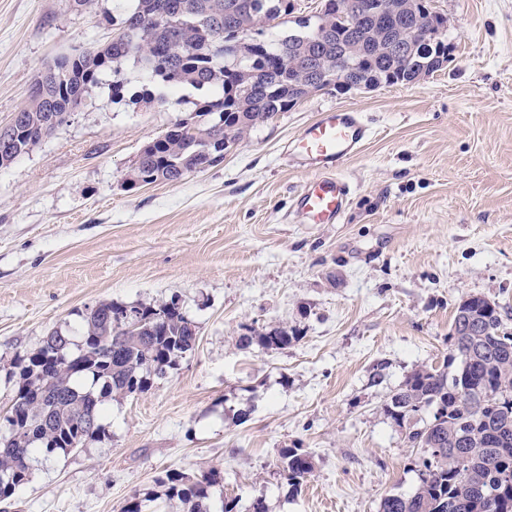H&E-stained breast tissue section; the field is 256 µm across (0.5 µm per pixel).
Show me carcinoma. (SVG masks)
Segmentation results:
<instances>
[{
	"instance_id": "carcinoma-1",
	"label": "carcinoma",
	"mask_w": 512,
	"mask_h": 512,
	"mask_svg": "<svg viewBox=\"0 0 512 512\" xmlns=\"http://www.w3.org/2000/svg\"><path fill=\"white\" fill-rule=\"evenodd\" d=\"M283 0H132L122 31L108 43L62 55L46 65L37 88L18 110L8 166L39 146L84 104L89 89L107 72L112 93L124 88L122 63L131 61L147 79L168 89L190 85L212 96L197 104L164 135L144 147L128 183L176 182L191 172L220 165L224 153L252 129L267 124L303 98L298 59L323 55L336 68L339 13L346 0H325L311 24L281 38L268 36L266 21L288 16ZM404 25L370 23L360 67L378 87L411 83L421 71L441 69L448 44L437 32L412 57L396 63L374 50ZM133 311L134 323L105 322L101 311ZM82 341L55 330L39 350L15 363L18 388L3 417L0 436V503L8 502L32 476L30 460L41 453L80 449L103 432V407L115 396L144 393L196 345L198 326L172 299L149 305L102 302L82 314ZM237 339L247 349H286L300 337L284 327ZM384 414L405 429L416 450L418 485L411 493L384 496L379 512H512V332L503 328L499 306L469 295L455 312L442 368L422 367L393 391ZM313 470L309 453L283 448L279 472L298 487ZM168 494L210 512L211 490L224 473L171 474Z\"/></svg>"
}]
</instances>
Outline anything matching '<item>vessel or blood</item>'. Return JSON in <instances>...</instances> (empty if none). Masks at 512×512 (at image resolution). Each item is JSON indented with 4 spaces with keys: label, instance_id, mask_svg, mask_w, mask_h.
<instances>
[{
    "label": "vessel or blood",
    "instance_id": "vessel-or-blood-1",
    "mask_svg": "<svg viewBox=\"0 0 512 512\" xmlns=\"http://www.w3.org/2000/svg\"><path fill=\"white\" fill-rule=\"evenodd\" d=\"M369 137V128L356 112H324L291 143L293 157L312 171L297 199L299 214L310 224H335L345 212L350 188L337 170Z\"/></svg>",
    "mask_w": 512,
    "mask_h": 512
}]
</instances>
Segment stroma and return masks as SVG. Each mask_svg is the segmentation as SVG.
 Here are the masks:
<instances>
[{
  "instance_id": "obj_1",
  "label": "stroma",
  "mask_w": 512,
  "mask_h": 512,
  "mask_svg": "<svg viewBox=\"0 0 512 512\" xmlns=\"http://www.w3.org/2000/svg\"><path fill=\"white\" fill-rule=\"evenodd\" d=\"M452 57L410 84L313 93L253 129L222 164L176 183L127 184L142 148L208 90L161 91L125 64L45 142L0 168V414L17 357L99 303L177 299L196 346L145 393L108 402L105 434L32 458L9 512H188L168 473H224L252 512H379L417 482L383 403L442 367L460 300L505 310L512 332V0H434ZM115 0H0V124L44 66L121 31ZM362 114L371 134L344 162L337 224H293L310 174L288 144L320 113ZM297 331L285 350L240 348L242 327ZM380 384H373L375 373ZM313 472L300 491L283 448ZM313 470L309 453L302 448H283L279 453V472L294 488L300 486Z\"/></svg>"
}]
</instances>
